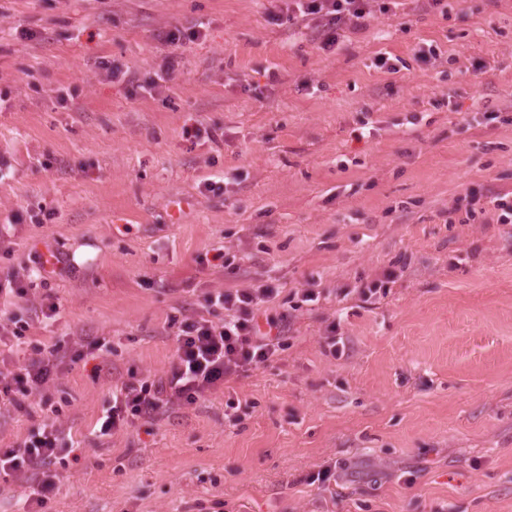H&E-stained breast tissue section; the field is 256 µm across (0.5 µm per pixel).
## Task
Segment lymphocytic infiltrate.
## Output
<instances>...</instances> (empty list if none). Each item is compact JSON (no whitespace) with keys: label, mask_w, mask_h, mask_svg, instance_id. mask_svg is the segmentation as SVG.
I'll return each instance as SVG.
<instances>
[{"label":"lymphocytic infiltrate","mask_w":512,"mask_h":512,"mask_svg":"<svg viewBox=\"0 0 512 512\" xmlns=\"http://www.w3.org/2000/svg\"><path fill=\"white\" fill-rule=\"evenodd\" d=\"M378 0H291L289 18L312 21L323 50L339 44L343 30L363 28L376 11ZM278 294L272 287L241 288L208 294L206 303L224 311L220 321L202 315L172 316L167 326L176 339V353L164 376L121 382L112 393L100 432L111 435L138 422L149 423L173 405H192L222 390L230 380L271 361L285 342L275 332L286 317L260 326L258 312ZM58 347L37 348L23 363L0 365V397L24 409L25 398L36 396L50 407L49 389L59 370ZM67 451L57 426L46 425L11 448H0V475L31 480L29 512H45L58 489L57 464Z\"/></svg>","instance_id":"lymphocytic-infiltrate-1"}]
</instances>
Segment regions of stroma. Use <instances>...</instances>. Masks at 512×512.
Returning <instances> with one entry per match:
<instances>
[{"mask_svg": "<svg viewBox=\"0 0 512 512\" xmlns=\"http://www.w3.org/2000/svg\"><path fill=\"white\" fill-rule=\"evenodd\" d=\"M174 28L204 37L149 94ZM0 154V279L25 319L54 295L29 336L65 356L0 448L61 429L49 512H512V0H391L330 51L284 0H0ZM268 284L273 361L100 435L115 382L168 370V315Z\"/></svg>", "mask_w": 512, "mask_h": 512, "instance_id": "stroma-1", "label": "stroma"}]
</instances>
